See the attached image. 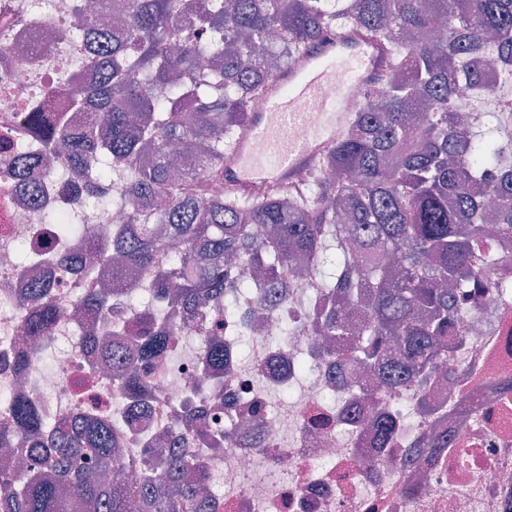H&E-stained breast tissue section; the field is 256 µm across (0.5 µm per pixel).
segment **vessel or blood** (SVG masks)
<instances>
[{"instance_id":"obj_1","label":"vessel or blood","mask_w":512,"mask_h":512,"mask_svg":"<svg viewBox=\"0 0 512 512\" xmlns=\"http://www.w3.org/2000/svg\"><path fill=\"white\" fill-rule=\"evenodd\" d=\"M390 55L357 28L327 36L292 62L256 98L252 118L224 157L226 187L245 192L271 184H294L336 141L361 106L354 85L373 86L389 67ZM335 92L323 95L325 86ZM308 129L306 140L291 137L293 127Z\"/></svg>"}]
</instances>
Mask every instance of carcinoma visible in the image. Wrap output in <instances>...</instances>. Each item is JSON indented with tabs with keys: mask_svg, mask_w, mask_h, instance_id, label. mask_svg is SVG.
Segmentation results:
<instances>
[{
	"mask_svg": "<svg viewBox=\"0 0 512 512\" xmlns=\"http://www.w3.org/2000/svg\"><path fill=\"white\" fill-rule=\"evenodd\" d=\"M179 13L191 16L189 28L177 27ZM348 26L386 44L391 65L317 167L292 187L210 197L209 182L224 178V153L274 78L271 32L287 55L300 56ZM208 30L222 36L206 42L210 64L198 72L191 35ZM428 33L438 40L413 41ZM486 65L512 72V0H471L464 14L453 0H131L99 81L69 89V108L96 106L102 123L74 130L68 112L53 109L48 124L51 147L94 171L85 187L101 209L108 180L132 206L112 239L96 243L101 257L115 251L150 269L151 292L166 306L131 304L135 287L116 275L112 294L141 325L131 336L95 341V359L112 370L130 406L146 405L147 363L179 336L168 311L231 314L250 293V270L280 299L304 259L313 262L322 299L298 302L308 307L311 330L330 342L325 360L368 370L388 390H419L450 371L464 289L512 290L508 275L478 261L491 242L512 241V146L485 135L487 114L462 96L483 81ZM173 142L192 154L179 178ZM47 292L40 284L29 291L34 336H45L56 316ZM108 304L94 289L81 299L91 316ZM228 360L224 337L212 336L204 378ZM13 418L33 456L19 482L0 467V512H213L202 491L205 465L185 448L147 446L130 459L116 449L109 421L93 414L61 420L49 440L29 399L14 403ZM394 424L375 418L380 447ZM83 453L94 456V469L72 467ZM114 469L145 476L117 486L101 478Z\"/></svg>",
	"mask_w": 512,
	"mask_h": 512,
	"instance_id": "1",
	"label": "carcinoma"
}]
</instances>
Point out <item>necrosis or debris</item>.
I'll return each instance as SVG.
<instances>
[{
  "label": "necrosis or debris",
  "mask_w": 512,
  "mask_h": 512,
  "mask_svg": "<svg viewBox=\"0 0 512 512\" xmlns=\"http://www.w3.org/2000/svg\"><path fill=\"white\" fill-rule=\"evenodd\" d=\"M95 11L122 15L126 3L0 0V430L12 426L14 400L26 397L49 424L106 414L129 455L179 438L205 463L217 512H512V300L492 295L463 311L464 334L449 354L455 372L434 377L425 389L432 415L420 413L407 394H362L365 373L336 383L314 355L315 338L301 327L302 307L249 298L224 321L229 336L241 317L262 309L266 323L250 339L248 364L221 373L219 386L199 383L207 334L182 327L156 369L145 413L128 418L126 396L110 372L92 369L87 330L73 317L84 291L100 287L104 275L83 265L98 225L125 223L127 211L106 214L93 205L79 171L47 168L25 184L11 162L21 151L34 164L46 152L29 129L33 113L51 102L66 106L72 82L89 88L98 79L85 23ZM62 221L83 230L60 237ZM38 282L48 285L59 313L48 344L54 360L45 363V350L33 351L20 372L13 358L30 345L29 308L20 297ZM287 322L296 330L285 337ZM302 359L308 362L303 373ZM298 382L297 398L274 401ZM329 393L337 403L353 398L361 411L377 407L395 418L389 447L376 448L373 427L351 428L324 409ZM249 419L257 438L232 439L220 453L195 435L200 428L220 435ZM433 423L451 447L404 465Z\"/></svg>",
  "instance_id": "4bbe7bcc"
}]
</instances>
